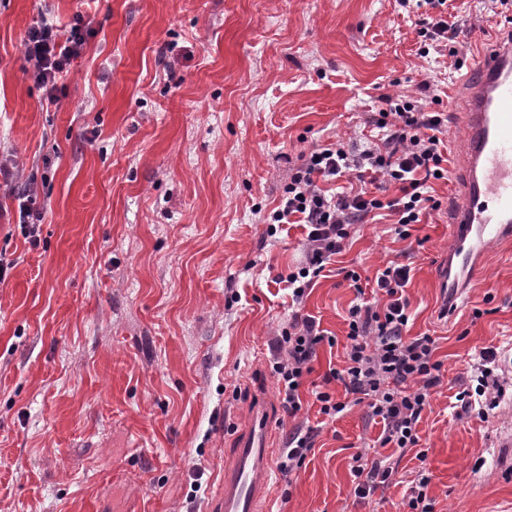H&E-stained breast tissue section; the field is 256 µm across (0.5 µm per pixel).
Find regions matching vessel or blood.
Here are the masks:
<instances>
[{
	"mask_svg": "<svg viewBox=\"0 0 512 512\" xmlns=\"http://www.w3.org/2000/svg\"><path fill=\"white\" fill-rule=\"evenodd\" d=\"M459 110L465 140L451 209L452 243L438 278L451 303L482 273L490 249L512 242V23L485 29ZM269 421L265 404H258L210 512H264L260 491L274 464Z\"/></svg>",
	"mask_w": 512,
	"mask_h": 512,
	"instance_id": "1",
	"label": "vessel or blood"
}]
</instances>
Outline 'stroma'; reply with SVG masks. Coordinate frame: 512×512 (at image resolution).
<instances>
[{
    "mask_svg": "<svg viewBox=\"0 0 512 512\" xmlns=\"http://www.w3.org/2000/svg\"><path fill=\"white\" fill-rule=\"evenodd\" d=\"M433 14L398 0H0V156L14 164L0 250L15 262L0 284V512H208L260 398L275 446L298 423L318 432L300 468L273 470L266 512H409L422 472L433 512H512V386L485 416L457 400L484 350L512 379V246L441 317L455 180L435 183L442 205L409 239L386 218L360 224L337 258L369 276L411 269L409 334L434 338L443 363L417 426L425 459L408 451L392 483L358 498L352 457L384 424L363 403L332 421L313 403V383L343 365L356 293L342 276L303 304L338 343L320 348L297 419L271 369L304 228L272 236L262 216L301 155L365 144L379 96L395 93L447 113L449 155L463 145L452 98L471 33L494 15L449 0L455 50L423 57L416 23ZM45 23L85 36L55 104L23 48ZM31 181L33 243L17 201Z\"/></svg>",
    "mask_w": 512,
    "mask_h": 512,
    "instance_id": "obj_1",
    "label": "stroma"
}]
</instances>
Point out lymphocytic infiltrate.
<instances>
[{
  "label": "lymphocytic infiltrate",
  "instance_id": "lymphocytic-infiltrate-1",
  "mask_svg": "<svg viewBox=\"0 0 512 512\" xmlns=\"http://www.w3.org/2000/svg\"><path fill=\"white\" fill-rule=\"evenodd\" d=\"M23 44L31 78L51 94L80 56L85 38L76 26L62 39L52 26L43 25L29 29ZM379 102L375 125L382 129V137L361 147L339 141L302 155V164L284 186L279 205L264 218L272 235L278 225L294 218L305 226L303 258L287 276L295 304L303 303L332 257L345 250L356 225L386 210L395 215L394 231L405 240L413 225L441 206L431 185L448 179V155L441 138L447 115L426 110L410 94L384 95ZM351 175L360 182L384 180L397 186L399 194L386 200L360 186L326 196L325 183ZM409 279L408 266L386 265L377 270L372 282L381 301L357 303L348 311L344 367L331 370L329 376L343 384L351 402L336 399L323 383L313 391L320 414L331 419L348 404H366L371 416L385 425L381 450L390 446L403 453L418 446L421 413L443 378L434 339L408 335ZM336 342L314 317L299 313L276 336L272 370L289 417H297L303 409L300 389L314 371L318 347ZM353 461L354 492L361 499L387 486L395 473L381 451L371 456L356 453Z\"/></svg>",
  "mask_w": 512,
  "mask_h": 512
}]
</instances>
